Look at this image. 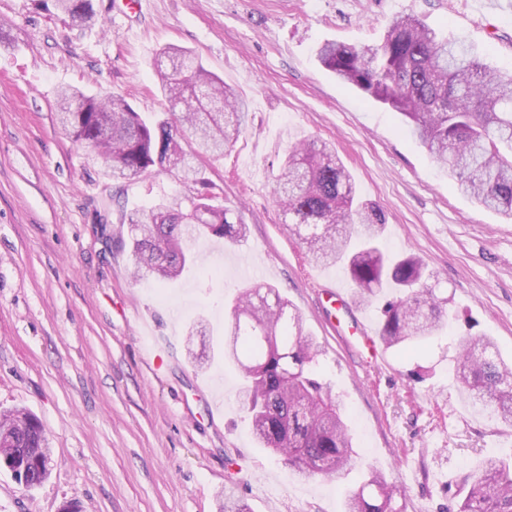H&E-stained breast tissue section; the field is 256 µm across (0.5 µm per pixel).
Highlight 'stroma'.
Segmentation results:
<instances>
[{"label": "stroma", "mask_w": 512, "mask_h": 512, "mask_svg": "<svg viewBox=\"0 0 512 512\" xmlns=\"http://www.w3.org/2000/svg\"><path fill=\"white\" fill-rule=\"evenodd\" d=\"M94 0L98 23L72 27L52 0H0V411L44 426L49 478L28 490L0 470V512H217L233 488L250 512H343L367 469L406 490L405 512H439L483 459L512 458V427L476 414L453 385L458 338L490 337L512 359V221L460 194L399 117L340 82L317 59L327 41L377 44L393 18L418 15L512 68V0H142L117 15ZM196 53L249 104L223 158H200L218 204L248 226L244 245L203 238L194 267L158 287L130 277L123 208L177 190L165 171L127 186L89 164L56 120L59 90L120 94L136 112L167 111L160 51ZM330 144L358 191L385 214L383 243L413 254L439 280L451 325L419 351L369 358L324 321L323 281L345 289L342 326L378 324L342 266L307 255L274 194L290 148ZM279 288L320 349L359 452L333 478L291 474L253 438L238 400L224 327L241 288ZM203 322L188 361L190 326Z\"/></svg>", "instance_id": "1"}]
</instances>
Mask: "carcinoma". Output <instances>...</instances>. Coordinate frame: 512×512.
Returning a JSON list of instances; mask_svg holds the SVG:
<instances>
[{
  "instance_id": "cac0c4a2",
  "label": "carcinoma",
  "mask_w": 512,
  "mask_h": 512,
  "mask_svg": "<svg viewBox=\"0 0 512 512\" xmlns=\"http://www.w3.org/2000/svg\"><path fill=\"white\" fill-rule=\"evenodd\" d=\"M54 7L80 27L95 22L91 0H54ZM161 55L170 62L161 87L169 111L178 113L174 121L147 120L115 93L92 96L69 87L59 94L61 127L113 180L125 184L168 171L182 186L183 192L124 215L132 275L159 285L192 265L191 242H245L246 224L214 204L213 184L195 160L223 157L248 120L244 100L193 51L169 46ZM318 60L399 114L406 132L462 194L512 220V70L488 66L465 40L442 38L412 14L396 16L378 45L327 42ZM188 133L196 145L190 151L181 145ZM277 186L280 208L312 258L344 266L359 303H370L385 287L393 291L379 323L387 346L416 350L445 333L448 299L425 281L417 258L383 253L382 211L360 196L327 144L294 145ZM288 307L271 286L244 289L232 307L224 357L241 371L238 398L261 447L305 477L317 476L322 463L343 472L355 456L353 437L331 386L316 375L318 345ZM493 348L487 336L459 338L455 387L466 404L512 427V362ZM1 428L9 441L0 451V470L26 489L39 487L51 462L43 425L29 412L9 410L0 412ZM463 485L446 512H512V462L489 459ZM402 498L399 486L372 470L347 492L344 512H402Z\"/></svg>"
}]
</instances>
